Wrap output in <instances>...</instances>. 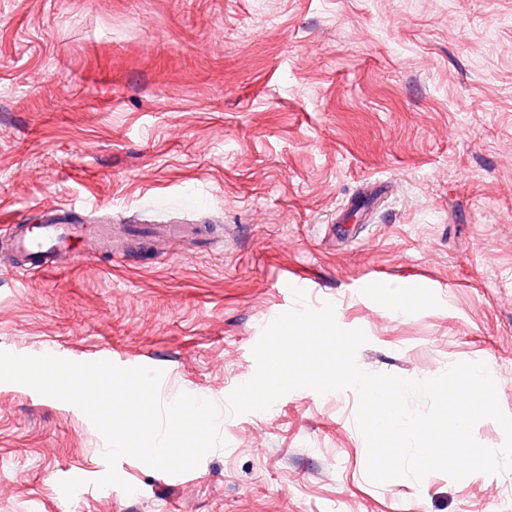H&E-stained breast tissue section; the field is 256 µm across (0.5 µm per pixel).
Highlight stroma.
Instances as JSON below:
<instances>
[{
    "mask_svg": "<svg viewBox=\"0 0 512 512\" xmlns=\"http://www.w3.org/2000/svg\"><path fill=\"white\" fill-rule=\"evenodd\" d=\"M53 209L215 232L25 277L0 253V351L162 369L223 443L100 488L89 418L0 382V512H512V472L372 482L354 389L226 408L264 328L330 303L366 372L482 362L512 415V0H0V240ZM376 280L422 292L396 314Z\"/></svg>",
    "mask_w": 512,
    "mask_h": 512,
    "instance_id": "stroma-1",
    "label": "stroma"
}]
</instances>
